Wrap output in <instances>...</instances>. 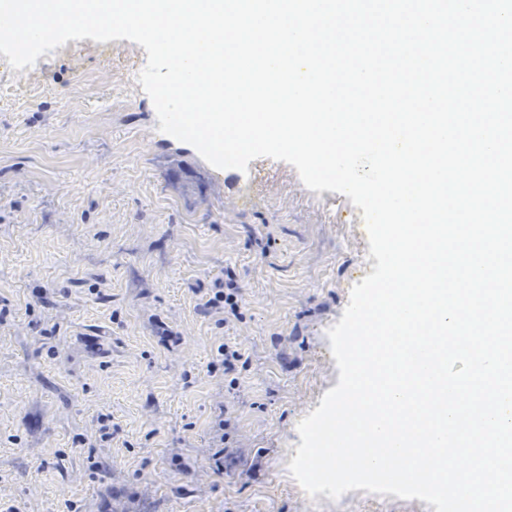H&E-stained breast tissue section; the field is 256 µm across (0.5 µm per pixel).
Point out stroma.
<instances>
[{
	"mask_svg": "<svg viewBox=\"0 0 512 512\" xmlns=\"http://www.w3.org/2000/svg\"><path fill=\"white\" fill-rule=\"evenodd\" d=\"M146 59L85 38L0 66V512H435L363 489L313 499L292 478L297 424L339 381L327 332L373 270L361 210L266 158L239 206L165 141L130 79ZM228 270L239 320L201 310ZM224 343L248 359L231 379L213 366Z\"/></svg>",
	"mask_w": 512,
	"mask_h": 512,
	"instance_id": "1",
	"label": "stroma"
}]
</instances>
